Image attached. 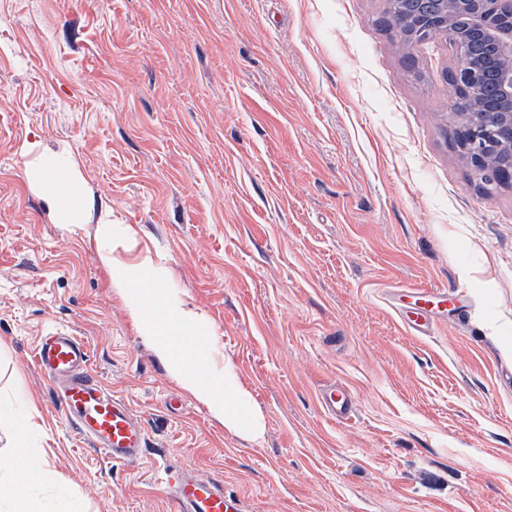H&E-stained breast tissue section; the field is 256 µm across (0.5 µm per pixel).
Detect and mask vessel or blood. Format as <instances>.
<instances>
[{
  "mask_svg": "<svg viewBox=\"0 0 512 512\" xmlns=\"http://www.w3.org/2000/svg\"><path fill=\"white\" fill-rule=\"evenodd\" d=\"M85 342L65 327L40 336L35 365L51 387L68 424L97 452L111 461L137 460L146 446L141 420L121 399L105 394L89 372ZM325 412L335 420L350 419L354 404L348 391L329 387L323 398ZM162 485L176 512H241L226 498L220 481L188 469H164Z\"/></svg>",
  "mask_w": 512,
  "mask_h": 512,
  "instance_id": "1",
  "label": "vessel or blood"
}]
</instances>
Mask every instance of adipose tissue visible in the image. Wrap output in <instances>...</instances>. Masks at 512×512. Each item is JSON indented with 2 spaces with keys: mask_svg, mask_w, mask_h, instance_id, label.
I'll return each instance as SVG.
<instances>
[{
  "mask_svg": "<svg viewBox=\"0 0 512 512\" xmlns=\"http://www.w3.org/2000/svg\"><path fill=\"white\" fill-rule=\"evenodd\" d=\"M29 177L42 189L59 223H85L94 211L88 197L71 201L67 189L79 185L81 175L71 156L40 154L29 169ZM126 300L135 311L144 313L141 329L154 337L156 352L169 367L176 381L224 422L226 430L259 439L264 434V419L250 394L243 389L231 369L217 368L207 348L201 347L190 329V316L157 298L154 290L131 280ZM29 456H13L8 481L0 482V498L9 499L13 512H35L30 494Z\"/></svg>",
  "mask_w": 512,
  "mask_h": 512,
  "instance_id": "ef3b65f1",
  "label": "adipose tissue"
}]
</instances>
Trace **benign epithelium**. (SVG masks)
I'll return each instance as SVG.
<instances>
[{
	"mask_svg": "<svg viewBox=\"0 0 512 512\" xmlns=\"http://www.w3.org/2000/svg\"><path fill=\"white\" fill-rule=\"evenodd\" d=\"M389 19L410 30L408 45L434 36L456 53L454 82L472 90L457 114L456 149L487 189L512 184V0H385ZM480 49L484 65L463 58Z\"/></svg>",
	"mask_w": 512,
	"mask_h": 512,
	"instance_id": "benign-epithelium-1",
	"label": "benign epithelium"
}]
</instances>
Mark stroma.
I'll return each instance as SVG.
<instances>
[{
    "instance_id": "obj_1",
    "label": "stroma",
    "mask_w": 512,
    "mask_h": 512,
    "mask_svg": "<svg viewBox=\"0 0 512 512\" xmlns=\"http://www.w3.org/2000/svg\"><path fill=\"white\" fill-rule=\"evenodd\" d=\"M384 0H0V459L32 397L42 512H175L162 467L242 512H512V188L451 143L444 39L409 48ZM70 152L116 256L189 311L264 416L254 442L175 380L28 168ZM150 267H142V260ZM448 311L412 335L404 291ZM65 326L142 420L114 463L33 362ZM346 387L351 422L321 391Z\"/></svg>"
}]
</instances>
